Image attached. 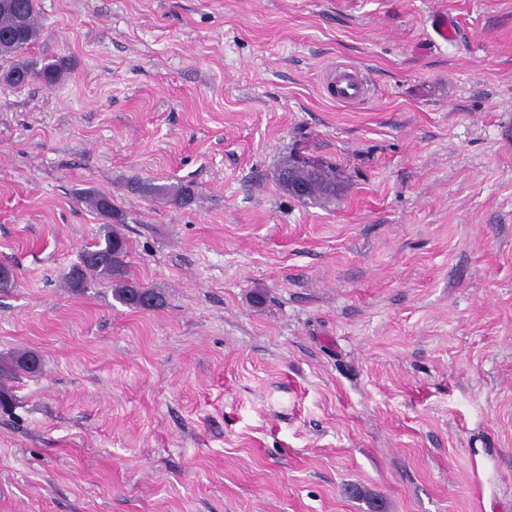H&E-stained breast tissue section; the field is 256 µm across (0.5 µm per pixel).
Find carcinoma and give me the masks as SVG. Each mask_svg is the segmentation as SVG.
Wrapping results in <instances>:
<instances>
[{
	"instance_id": "1",
	"label": "carcinoma",
	"mask_w": 512,
	"mask_h": 512,
	"mask_svg": "<svg viewBox=\"0 0 512 512\" xmlns=\"http://www.w3.org/2000/svg\"><path fill=\"white\" fill-rule=\"evenodd\" d=\"M40 37L36 0H0V58L11 60L6 73L10 84L22 85L34 77L52 83L60 77L58 64L48 62L38 69L36 63L25 57L26 51ZM278 179L290 193L293 189L288 180L306 182L307 193L296 196L302 202H326L336 193V165L332 163L324 162L318 168H309L299 165L298 160L294 159L280 167ZM142 191L155 196L173 195L184 204L191 202L190 190L185 186L149 184ZM126 250V241L117 231L103 230L100 241L82 254L81 265L69 273L71 287L85 288L92 279L110 281L116 297L131 307L153 308L160 305L161 298L156 291L126 278L123 262ZM10 367L34 372L39 368V361L35 354L23 352L11 360Z\"/></svg>"
}]
</instances>
